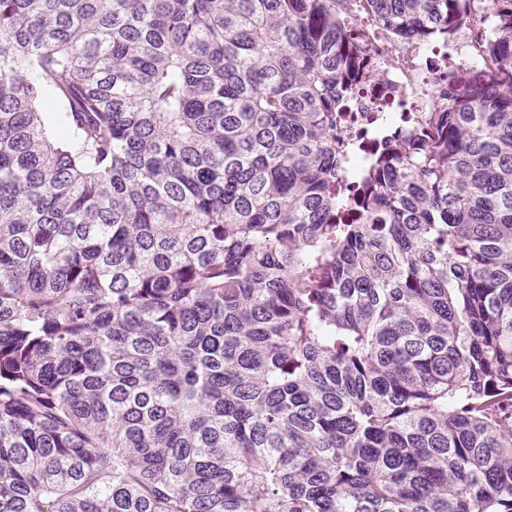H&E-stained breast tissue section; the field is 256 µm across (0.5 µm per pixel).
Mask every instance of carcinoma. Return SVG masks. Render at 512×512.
I'll return each instance as SVG.
<instances>
[{
    "mask_svg": "<svg viewBox=\"0 0 512 512\" xmlns=\"http://www.w3.org/2000/svg\"><path fill=\"white\" fill-rule=\"evenodd\" d=\"M363 2L469 30L351 111ZM0 0V512H512V0Z\"/></svg>",
    "mask_w": 512,
    "mask_h": 512,
    "instance_id": "cac0c4a2",
    "label": "carcinoma"
}]
</instances>
